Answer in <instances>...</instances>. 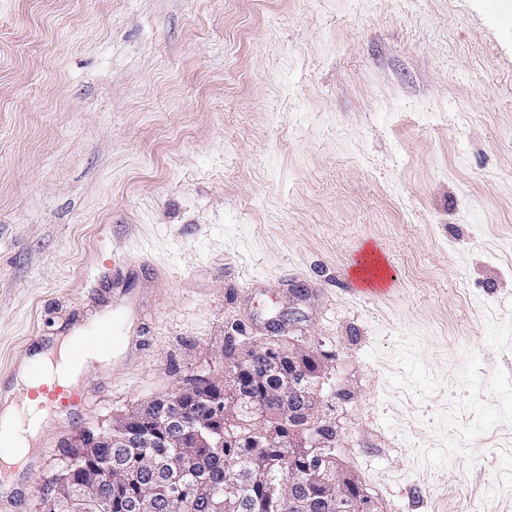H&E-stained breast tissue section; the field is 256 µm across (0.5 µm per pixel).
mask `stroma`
Returning <instances> with one entry per match:
<instances>
[{"label":"stroma","mask_w":512,"mask_h":512,"mask_svg":"<svg viewBox=\"0 0 512 512\" xmlns=\"http://www.w3.org/2000/svg\"><path fill=\"white\" fill-rule=\"evenodd\" d=\"M506 6L0 0V378L110 308L124 343L20 512L77 434L275 335L377 512H512ZM356 267L361 271V279L370 286L378 287L388 276L389 272H384L370 255L359 257Z\"/></svg>","instance_id":"stroma-1"}]
</instances>
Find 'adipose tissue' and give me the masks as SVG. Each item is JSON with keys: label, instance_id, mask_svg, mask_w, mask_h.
Returning a JSON list of instances; mask_svg holds the SVG:
<instances>
[{"label": "adipose tissue", "instance_id": "ef3b65f1", "mask_svg": "<svg viewBox=\"0 0 512 512\" xmlns=\"http://www.w3.org/2000/svg\"><path fill=\"white\" fill-rule=\"evenodd\" d=\"M72 337H64L54 342L53 345L38 353L37 358L43 361L48 370L62 374L68 384H77L85 366L97 363L102 366H110L111 354L88 353L81 364H69L66 353L72 344ZM46 414L37 413L31 415L27 422H20L18 413L13 407L0 409V444H9L13 447L11 456L0 462V468L6 473L5 490L18 488L21 474L24 469L23 460L31 449V443L39 427L45 423Z\"/></svg>", "mask_w": 512, "mask_h": 512}]
</instances>
